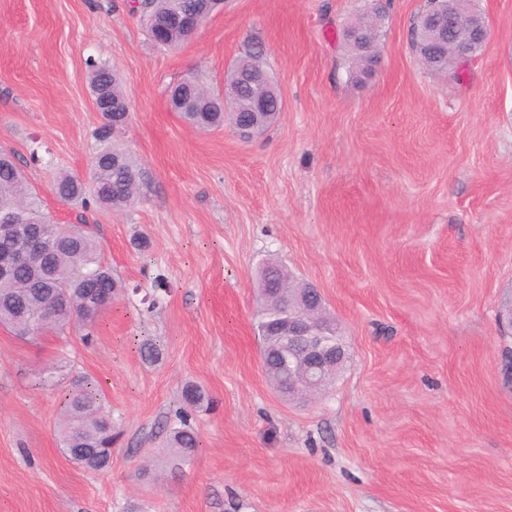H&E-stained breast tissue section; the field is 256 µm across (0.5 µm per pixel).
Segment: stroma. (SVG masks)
Listing matches in <instances>:
<instances>
[{
  "mask_svg": "<svg viewBox=\"0 0 512 512\" xmlns=\"http://www.w3.org/2000/svg\"><path fill=\"white\" fill-rule=\"evenodd\" d=\"M382 2L378 64L359 81L342 31L366 0H226L174 49L129 0H0V146L55 221L85 215L126 286L91 343L77 326L26 342L0 328V512H512V0H474L490 36L453 75L413 49L426 0ZM257 43L284 104L265 132L245 143L172 111L173 83L222 89ZM92 61L128 99L141 183L120 214L54 194L58 173L88 178L98 147ZM269 259L320 290L348 346L318 400L286 401L265 377ZM148 338L159 364L140 356ZM52 364L56 388L36 386ZM70 370L99 381L121 431L108 472L59 449ZM188 383L211 404L178 470L164 427Z\"/></svg>",
  "mask_w": 512,
  "mask_h": 512,
  "instance_id": "1",
  "label": "stroma"
}]
</instances>
